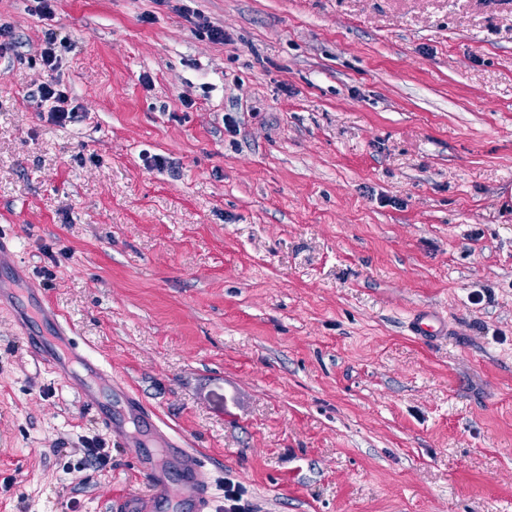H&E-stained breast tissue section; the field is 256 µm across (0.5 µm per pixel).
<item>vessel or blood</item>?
Returning a JSON list of instances; mask_svg holds the SVG:
<instances>
[{
  "mask_svg": "<svg viewBox=\"0 0 512 512\" xmlns=\"http://www.w3.org/2000/svg\"><path fill=\"white\" fill-rule=\"evenodd\" d=\"M0 265L9 266L17 278L25 283L24 298L0 292V308L9 310L16 319V326L35 361L51 372L63 374L68 386L86 394L95 387L112 384V373L98 359L86 352L71 327L62 320L45 294L39 292L33 276L21 261L19 239L15 233L0 230ZM38 315L52 330L51 335H33L29 326L30 315ZM418 336H440L446 326L429 311H419L410 326ZM121 411L111 405L98 403L93 407L94 417L100 427L118 443H125L129 433L128 421L144 423L152 440L164 448L163 460L153 455L141 456L135 463L152 492V512H173V501L190 504L193 512H212V498L203 479L204 457L198 449L183 448L173 442L158 414L142 400L139 394L127 387H120ZM179 477V492L170 496L171 475Z\"/></svg>",
  "mask_w": 512,
  "mask_h": 512,
  "instance_id": "1",
  "label": "vessel or blood"
}]
</instances>
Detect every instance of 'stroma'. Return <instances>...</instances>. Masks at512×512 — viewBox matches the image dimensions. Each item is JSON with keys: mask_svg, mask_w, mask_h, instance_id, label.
<instances>
[{"mask_svg": "<svg viewBox=\"0 0 512 512\" xmlns=\"http://www.w3.org/2000/svg\"><path fill=\"white\" fill-rule=\"evenodd\" d=\"M1 24L0 227L215 505L230 481L252 512H512V0H0ZM91 407L0 312V512L148 496L140 442L83 464ZM37 95L41 102L50 104L47 110L48 120L58 125H66L72 122L77 116L78 106L70 107V98L65 86L53 77L40 84L37 88ZM410 331L417 336H442L446 333V326L432 312L421 310L411 322Z\"/></svg>", "mask_w": 512, "mask_h": 512, "instance_id": "obj_1", "label": "stroma"}]
</instances>
